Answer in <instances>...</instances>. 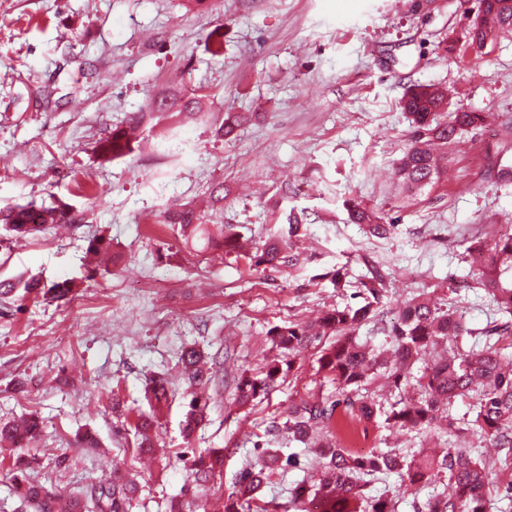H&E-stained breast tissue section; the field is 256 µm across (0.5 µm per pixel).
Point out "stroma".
I'll list each match as a JSON object with an SVG mask.
<instances>
[{"mask_svg":"<svg viewBox=\"0 0 512 512\" xmlns=\"http://www.w3.org/2000/svg\"><path fill=\"white\" fill-rule=\"evenodd\" d=\"M480 0H0V210L61 199L74 208L64 229L25 238L0 228V280L36 275L78 287L65 301L15 294L0 299V421L37 414L40 439L21 450L29 474L61 492L112 469L140 486L126 512H166L170 497L212 507L253 460L250 431L289 403L331 394L315 349L269 398L239 407L231 386L210 388L209 422L181 434L183 346H204L218 377L257 370L278 356L268 331L322 311L360 304L370 267L387 272L375 321L361 339L388 345L392 324L422 293L458 300L468 328L493 312L462 256L512 227V36L474 55L439 43L461 35ZM222 36L210 40L213 29ZM448 88L452 105L487 113L448 149V175L411 195L393 172L409 144L400 101L410 84ZM193 89L213 113L252 116L239 136L216 139L210 123L161 120L143 148L99 165L96 141L149 111L154 96ZM223 183L224 221L262 242L297 215L307 263L251 270L198 262L160 213ZM354 200L393 224L383 239L349 220ZM111 243L108 271L89 276L91 240ZM345 274L341 287L320 277ZM172 380L155 429L159 453L142 464L104 404L118 393L147 409L149 379ZM24 378L27 391L15 393ZM364 449L420 448L417 434L354 421ZM99 445L79 448L76 433ZM224 451V471L192 484L178 452ZM300 468L277 471L264 500L318 462L280 439Z\"/></svg>","mask_w":512,"mask_h":512,"instance_id":"35a3bbf8","label":"stroma"}]
</instances>
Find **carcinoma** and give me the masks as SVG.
I'll use <instances>...</instances> for the list:
<instances>
[{
  "label": "carcinoma",
  "instance_id": "obj_1",
  "mask_svg": "<svg viewBox=\"0 0 512 512\" xmlns=\"http://www.w3.org/2000/svg\"><path fill=\"white\" fill-rule=\"evenodd\" d=\"M512 34V0H481L477 16L465 32L468 42L492 43L503 34ZM412 121L410 145L396 175L412 193L422 191L438 177L435 150L446 149L456 136L482 125L484 112L448 109V89L432 84L409 87L402 100ZM202 110L195 90L182 96L154 102L153 111L130 119L132 125H148L154 114L179 118L186 111ZM242 113H227L215 127L220 140H232L247 122ZM95 154L104 165L131 155L135 142L124 127H116L95 142ZM210 211L188 202L181 208L163 211V223L176 228L183 247L201 258L220 251L235 262L251 268L278 269L300 262L296 238L301 225L288 221L282 234L266 240L253 251L239 245V234L220 220L224 215V184L208 189ZM349 218L365 225L369 232L384 237L391 222L360 203L349 206ZM66 205L28 203L0 214V223L17 236L42 232L50 225L69 223ZM482 249L487 256L480 263L477 284L491 299L496 312L506 320L495 323L484 338L466 327L452 305L437 303L427 294L418 296L391 331L389 349L376 348L355 336L359 328L376 316L382 302L385 277L374 271L363 283L364 304L326 310L310 323L290 321L270 329L269 336L281 356L260 370H245L236 378V402L247 406L265 399L291 374L297 357L306 349H318L317 372L336 383V395L321 399H301L288 405L286 417H273L253 448L256 459L237 476L232 490L219 506L221 512H309L317 502L321 512H397L399 494L417 485L440 483L442 491L424 504V512H490L487 487L490 471L486 448H444L434 456L418 450L412 454L372 448L354 452L335 440L338 410L363 421H379L381 427L416 432L439 430L437 438H475L489 444L505 459L512 458V235L498 236ZM67 283L46 285L38 278L24 283V295L52 294L60 299L69 295ZM442 348L444 355L429 361L420 373L414 364L428 351ZM210 356L188 346L182 350L180 367L191 391L182 423L184 437H191L208 414L206 389L213 377ZM387 385L399 390L410 385L413 398L391 401L380 391ZM151 411L140 412L134 422V448L140 457L156 454L151 432L156 415L168 404L170 392L164 377L151 380L146 390ZM471 399L473 416L460 419L452 415L457 400ZM42 432V420L32 414L20 424L0 423V447L14 451ZM301 443L319 459V469L289 491L288 502L264 501L261 491L270 476L280 469L300 464L297 455L284 454L273 447L282 434ZM192 483L204 487L224 468V449L187 458ZM13 490L25 512H125L126 504L138 492L137 484L120 471L112 477L86 485L74 494H62L30 479L27 469L14 464L8 472ZM380 475H394L398 486L378 496L365 493V487Z\"/></svg>",
  "mask_w": 512,
  "mask_h": 512
}]
</instances>
